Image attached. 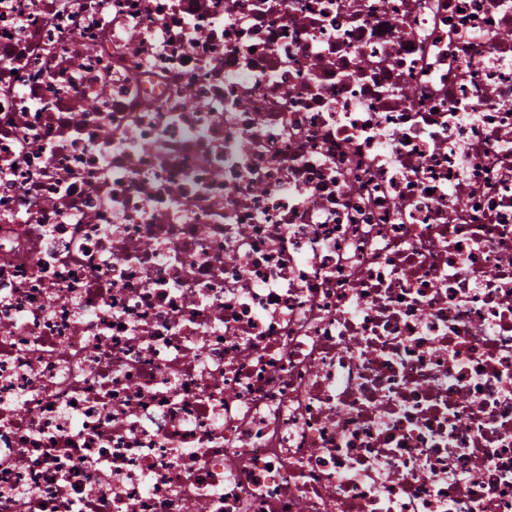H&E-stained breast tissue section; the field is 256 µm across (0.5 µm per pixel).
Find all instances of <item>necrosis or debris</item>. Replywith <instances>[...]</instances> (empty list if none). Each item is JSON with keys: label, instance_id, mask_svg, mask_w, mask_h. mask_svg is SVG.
Wrapping results in <instances>:
<instances>
[{"label": "necrosis or debris", "instance_id": "4bbe7bcc", "mask_svg": "<svg viewBox=\"0 0 512 512\" xmlns=\"http://www.w3.org/2000/svg\"><path fill=\"white\" fill-rule=\"evenodd\" d=\"M0 512H512V0H0Z\"/></svg>", "mask_w": 512, "mask_h": 512}]
</instances>
